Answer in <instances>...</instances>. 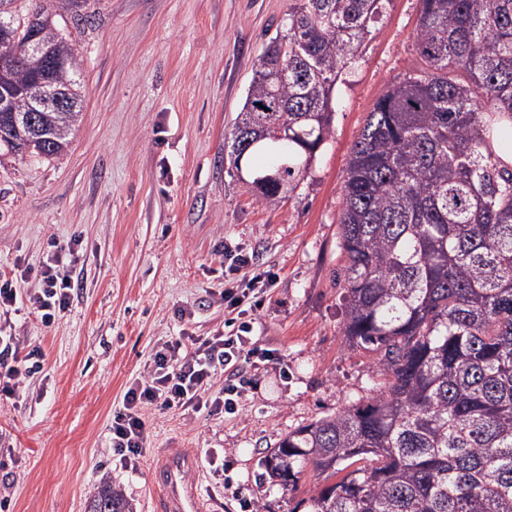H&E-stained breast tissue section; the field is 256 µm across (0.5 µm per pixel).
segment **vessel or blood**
<instances>
[{"label": "vessel or blood", "instance_id": "obj_1", "mask_svg": "<svg viewBox=\"0 0 512 512\" xmlns=\"http://www.w3.org/2000/svg\"><path fill=\"white\" fill-rule=\"evenodd\" d=\"M201 466L196 451L160 450L148 472L152 512H208L202 489L193 478Z\"/></svg>", "mask_w": 512, "mask_h": 512}]
</instances>
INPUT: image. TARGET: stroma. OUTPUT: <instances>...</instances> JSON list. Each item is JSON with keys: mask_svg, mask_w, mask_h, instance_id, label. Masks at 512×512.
Here are the masks:
<instances>
[{"mask_svg": "<svg viewBox=\"0 0 512 512\" xmlns=\"http://www.w3.org/2000/svg\"><path fill=\"white\" fill-rule=\"evenodd\" d=\"M293 0H87L61 29L76 45L80 118L65 156L0 155V274L21 275L51 241L82 255L65 316L12 331L46 353L26 393L0 410V512H86L101 478L151 512L147 471L161 448L215 453L195 478L212 512H305L324 485L306 467L291 493L263 461L289 432L372 396L376 359L343 336L338 234L349 150L386 86L413 69L419 0H387L336 84L331 133L294 193L258 203L224 157L271 38ZM273 270L253 336L269 359L243 368L236 414L145 409L137 469L110 448L112 413L155 348L224 329V251ZM193 316H182L184 308Z\"/></svg>", "mask_w": 512, "mask_h": 512, "instance_id": "1", "label": "stroma"}]
</instances>
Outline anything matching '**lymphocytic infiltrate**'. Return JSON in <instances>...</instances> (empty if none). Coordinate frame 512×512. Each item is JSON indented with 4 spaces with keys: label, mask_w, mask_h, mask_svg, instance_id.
Segmentation results:
<instances>
[{
    "label": "lymphocytic infiltrate",
    "mask_w": 512,
    "mask_h": 512,
    "mask_svg": "<svg viewBox=\"0 0 512 512\" xmlns=\"http://www.w3.org/2000/svg\"><path fill=\"white\" fill-rule=\"evenodd\" d=\"M81 261L74 245L56 246L37 268V288L22 292L17 280L0 278V405L12 402L24 390L27 379L43 367L45 355L38 346L24 344L1 320L29 307L38 313L44 327H51L68 311L74 290L73 273ZM253 260L237 254L224 277V307L231 313L224 332L190 342L168 340L155 351L151 362L124 393L112 418L110 443L113 455L129 467H137L147 443L142 410L149 405L183 412L236 413L243 387L236 376L242 362L266 358L252 340L251 322L241 319L242 310L263 305V284L272 282L271 271H254L241 282L240 271L252 269ZM229 375L219 392H212L216 371Z\"/></svg>",
    "instance_id": "obj_1"
}]
</instances>
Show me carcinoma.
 I'll use <instances>...</instances> for the list:
<instances>
[{
    "mask_svg": "<svg viewBox=\"0 0 512 512\" xmlns=\"http://www.w3.org/2000/svg\"><path fill=\"white\" fill-rule=\"evenodd\" d=\"M0 14L3 91L18 111L47 71L80 101L79 59L59 20L82 0H28ZM388 0H295L288 40L259 58L224 151L257 152L255 199L275 204L304 179L330 134L335 87ZM419 66L389 86L349 152L339 221L343 336L378 355L384 382L365 403L288 433L265 460L296 487L310 465L329 482L308 512H512V0H420ZM288 75L278 76L279 69ZM18 144L0 112V150L64 156L79 112H35ZM87 512H133L101 478Z\"/></svg>",
    "mask_w": 512,
    "mask_h": 512,
    "instance_id": "1",
    "label": "carcinoma"
}]
</instances>
